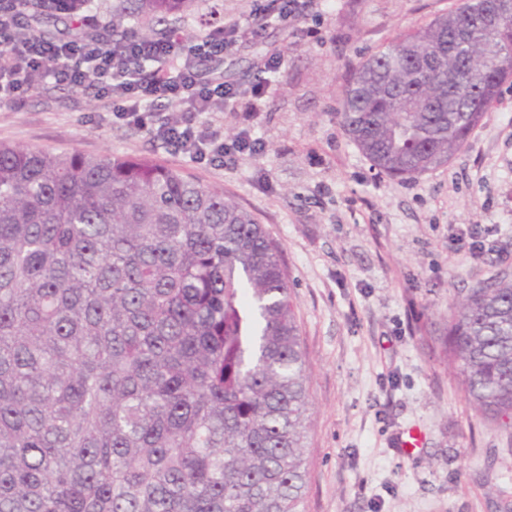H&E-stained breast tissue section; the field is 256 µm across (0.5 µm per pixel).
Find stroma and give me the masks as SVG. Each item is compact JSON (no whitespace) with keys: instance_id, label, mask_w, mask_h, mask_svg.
I'll return each mask as SVG.
<instances>
[{"instance_id":"obj_1","label":"stroma","mask_w":512,"mask_h":512,"mask_svg":"<svg viewBox=\"0 0 512 512\" xmlns=\"http://www.w3.org/2000/svg\"><path fill=\"white\" fill-rule=\"evenodd\" d=\"M457 0H309L224 57L250 87L282 55L257 159L217 168L113 121L95 91L35 80L0 104V142L149 156L234 196L281 245L309 362L304 512H512V428L476 411L435 339L476 282L512 272V85L445 166L377 174L334 112L352 69ZM469 224L493 251L454 237ZM419 448L400 447L409 432Z\"/></svg>"}]
</instances>
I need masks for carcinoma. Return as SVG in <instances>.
<instances>
[{
	"instance_id": "1",
	"label": "carcinoma",
	"mask_w": 512,
	"mask_h": 512,
	"mask_svg": "<svg viewBox=\"0 0 512 512\" xmlns=\"http://www.w3.org/2000/svg\"><path fill=\"white\" fill-rule=\"evenodd\" d=\"M93 0H27L83 35ZM206 0H119L162 38ZM460 0L362 61L336 117L378 173L443 167L512 80V13ZM144 18L141 31L126 20ZM441 344L512 428V277ZM308 360L282 249L232 197L139 156L0 142V512H303Z\"/></svg>"
}]
</instances>
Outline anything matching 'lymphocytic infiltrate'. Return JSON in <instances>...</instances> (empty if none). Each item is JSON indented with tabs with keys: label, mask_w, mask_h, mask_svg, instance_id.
Returning <instances> with one entry per match:
<instances>
[{
	"label": "lymphocytic infiltrate",
	"mask_w": 512,
	"mask_h": 512,
	"mask_svg": "<svg viewBox=\"0 0 512 512\" xmlns=\"http://www.w3.org/2000/svg\"><path fill=\"white\" fill-rule=\"evenodd\" d=\"M299 17L298 0H257L246 22L207 26L191 41L171 36L115 42L93 35L72 42L35 35L22 0H0V103L19 101L37 76L81 86L99 92L117 120L148 130L175 152L224 167L241 154H262L264 142L253 126L278 62L268 60L246 91L228 86L217 64L240 35ZM163 99L175 103L180 120L161 117L156 105ZM224 112L240 117L241 128L229 141L210 122Z\"/></svg>",
	"instance_id": "obj_1"
}]
</instances>
